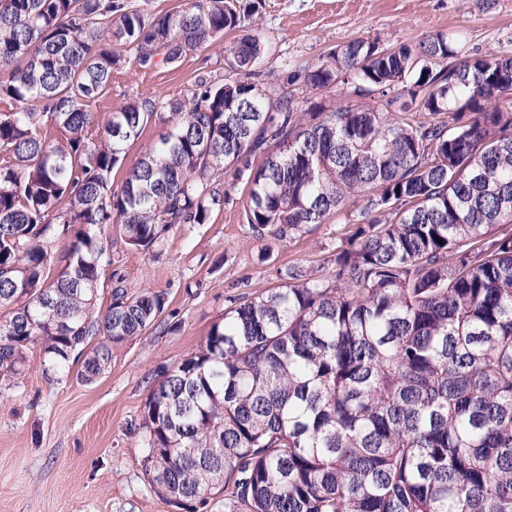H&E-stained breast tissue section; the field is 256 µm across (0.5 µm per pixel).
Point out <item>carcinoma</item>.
<instances>
[{"instance_id": "carcinoma-1", "label": "carcinoma", "mask_w": 512, "mask_h": 512, "mask_svg": "<svg viewBox=\"0 0 512 512\" xmlns=\"http://www.w3.org/2000/svg\"><path fill=\"white\" fill-rule=\"evenodd\" d=\"M240 0L153 12L129 0H0V375L43 346L91 382L112 348L156 324L165 298L100 272L117 224L148 250L245 181L261 237L311 231L366 202L330 259L224 312L150 391L149 486L185 510L232 486L248 512H512V52L458 56L443 34L380 55L378 40L257 82L258 35L224 47L167 110L134 100L104 128L100 97L125 52L150 71L240 27ZM455 77L448 78V64ZM374 106L315 102L337 83ZM448 115L452 123L441 120ZM166 133L112 173L154 122ZM62 137L57 145L45 132ZM264 155L255 167L251 158ZM64 241L54 270L51 245Z\"/></svg>"}]
</instances>
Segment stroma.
<instances>
[{
  "mask_svg": "<svg viewBox=\"0 0 512 512\" xmlns=\"http://www.w3.org/2000/svg\"><path fill=\"white\" fill-rule=\"evenodd\" d=\"M244 30L269 45L264 72L302 67L355 38L384 47L447 34L463 55L512 50V0H252ZM225 34L188 52L175 66L140 71L126 61L107 92L90 102L106 123L132 99L158 104L181 96L198 77L224 76ZM228 196L209 223L175 225L151 251L112 233L107 273L132 291L166 299L168 331L146 329L113 347L108 370L83 382L76 372L49 370L30 352L18 374L0 377V512H178L150 488L137 426L150 390L204 340L235 301L253 299L284 282L288 269L325 278L329 259L364 205L356 197L310 233L286 242L257 238L242 220L244 183L213 180ZM267 260H260L262 249Z\"/></svg>",
  "mask_w": 512,
  "mask_h": 512,
  "instance_id": "stroma-1",
  "label": "stroma"
}]
</instances>
